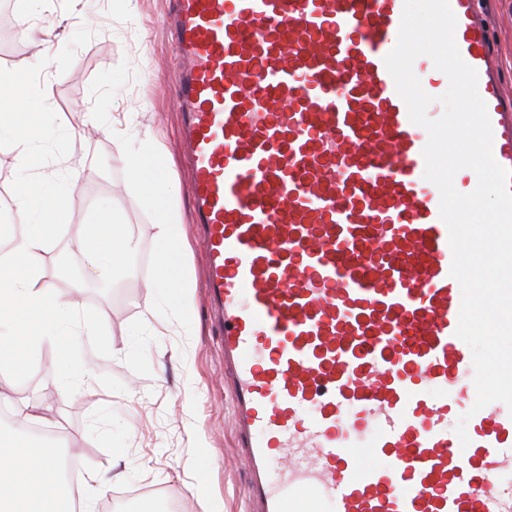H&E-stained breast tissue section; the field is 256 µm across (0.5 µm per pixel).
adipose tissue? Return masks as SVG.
I'll return each mask as SVG.
<instances>
[{
	"label": "adipose tissue",
	"instance_id": "adipose-tissue-1",
	"mask_svg": "<svg viewBox=\"0 0 512 512\" xmlns=\"http://www.w3.org/2000/svg\"><path fill=\"white\" fill-rule=\"evenodd\" d=\"M12 149L16 179L23 189L16 204L22 208L41 191L40 184L29 180L39 156L31 137L15 138ZM54 233V225L30 215L25 231L12 239L9 254L0 256V334H23L34 349L55 343L54 329L68 309L67 302L44 281L45 252ZM17 258L26 263L24 274L10 271ZM12 444V436L0 432V512H60L54 452L42 453L35 467L21 468L8 460Z\"/></svg>",
	"mask_w": 512,
	"mask_h": 512
}]
</instances>
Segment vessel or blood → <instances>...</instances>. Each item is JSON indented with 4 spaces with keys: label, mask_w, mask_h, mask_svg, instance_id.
I'll return each mask as SVG.
<instances>
[{
    "label": "vessel or blood",
    "mask_w": 512,
    "mask_h": 512,
    "mask_svg": "<svg viewBox=\"0 0 512 512\" xmlns=\"http://www.w3.org/2000/svg\"><path fill=\"white\" fill-rule=\"evenodd\" d=\"M493 156L512 103L450 0ZM404 0H174L172 86L255 512H512V411L471 413L426 131L384 63ZM430 58L413 70L448 88ZM469 414L468 446L454 422Z\"/></svg>",
    "instance_id": "vessel-or-blood-1"
}]
</instances>
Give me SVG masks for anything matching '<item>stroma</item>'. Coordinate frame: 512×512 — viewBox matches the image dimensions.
I'll return each mask as SVG.
<instances>
[{
    "label": "stroma",
    "instance_id": "obj_1",
    "mask_svg": "<svg viewBox=\"0 0 512 512\" xmlns=\"http://www.w3.org/2000/svg\"><path fill=\"white\" fill-rule=\"evenodd\" d=\"M169 0H57L47 16L17 24L20 0H0V67L41 71L52 108L25 93L0 126L48 129L34 179L68 194L51 216L45 281L73 303L57 345L29 352L14 337L0 352V416L15 436L13 462H37L39 437L77 457L78 486L115 474L112 497L135 505L159 487L179 512H250V470L238 446L235 400L224 378V346L205 299L207 259L191 222L193 196L179 165L180 114L171 79L177 61L165 28ZM493 62L512 98V0L488 13ZM141 157L139 179L125 160ZM176 186L169 205L187 238L180 248L158 235L155 165ZM124 225L133 251L98 287L87 261L86 225L106 217ZM81 272L73 289L61 259ZM41 421L24 420L23 406ZM149 500V499H148Z\"/></svg>",
    "mask_w": 512,
    "mask_h": 512
}]
</instances>
